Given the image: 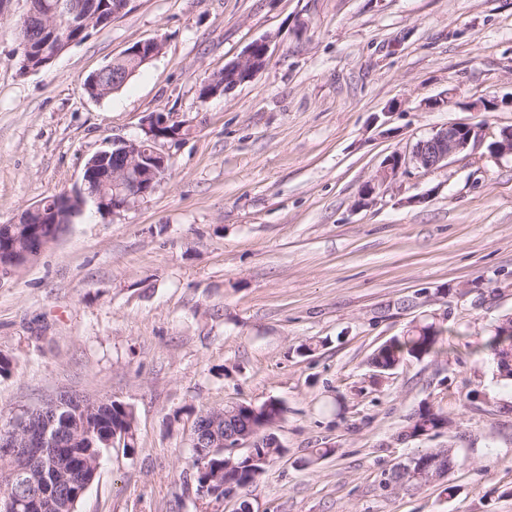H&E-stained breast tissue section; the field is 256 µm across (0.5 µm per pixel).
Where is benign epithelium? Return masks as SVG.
I'll use <instances>...</instances> for the list:
<instances>
[{
    "mask_svg": "<svg viewBox=\"0 0 512 512\" xmlns=\"http://www.w3.org/2000/svg\"><path fill=\"white\" fill-rule=\"evenodd\" d=\"M55 11L44 12L41 9L28 7L21 18V26L34 29L40 36L57 33L58 27L53 23ZM92 24V19L84 20L74 34L57 44L52 56L43 59L38 65H32L33 39L19 38L21 49L20 60L27 66V71H39L51 65L61 54L75 45L84 31ZM271 38L266 37L251 43L240 57L224 65L219 75L210 76L202 85L203 97L211 98L225 95L238 85L252 79L262 71L270 59ZM162 44L157 40L141 42L126 52L137 63L144 65L157 57ZM184 125L172 121L170 115L155 112L145 119L143 135L135 140H118L112 142L114 152H97L87 160L82 181L98 179L102 191L96 198L100 208L107 207L116 213L124 210L135 202L153 194L164 181L170 165L171 156L159 149V141L169 140L176 144L183 139ZM482 141L481 129L464 122L449 123L435 130L428 137L419 140L409 153H397L388 157L377 171L376 176L362 186V200H375L380 190L411 170H431L448 163L454 155L466 152ZM79 187L60 194L57 207L52 210L44 208L39 202L24 209L10 224H0V237L20 255L30 258L33 253L28 248L30 239L37 233L35 224L55 222L59 216L76 207L85 209L86 200L76 195ZM212 436L209 445L212 448H235L252 453L255 447L252 434L247 431L223 428L219 431L211 427ZM72 437V428L66 424H57L55 420H47L40 424H31L27 415L18 414L10 422L9 431L0 434V460L8 463L17 458H27L40 450L48 448L57 456L64 458L68 454L66 443ZM74 467H69L66 474L52 471L43 476V492L35 497L25 498L9 496L3 507L7 512H46L58 505L60 512H71L68 501L59 496L57 490L70 486ZM196 495L201 503H207L220 512L224 505V496L219 491L209 488V483L199 485Z\"/></svg>",
    "mask_w": 512,
    "mask_h": 512,
    "instance_id": "7a95c632",
    "label": "benign epithelium"
}]
</instances>
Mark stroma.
I'll return each instance as SVG.
<instances>
[{
	"instance_id": "stroma-1",
	"label": "stroma",
	"mask_w": 512,
	"mask_h": 512,
	"mask_svg": "<svg viewBox=\"0 0 512 512\" xmlns=\"http://www.w3.org/2000/svg\"><path fill=\"white\" fill-rule=\"evenodd\" d=\"M26 9L0 0V224L151 113L190 129L161 141L172 166L155 193L87 208L0 280L14 365L0 424L61 392L134 409L135 453L103 457L78 512H200L182 478L197 415L271 398L284 454L245 490L254 512H512V380L486 348L512 316V155L486 149L512 126V0H129L24 74ZM266 36L264 70L200 98ZM153 39L161 53L118 92L88 94V76ZM454 122L483 144L360 205L388 156ZM435 315L439 353L373 382V350ZM424 405L448 430L400 441ZM418 446L460 464L443 484L382 488ZM92 17L86 18L84 20L83 26L79 27L78 30L71 31L69 33V38L64 40L63 42H60L57 44V48L55 49V52L52 56L43 59L38 65H36L34 68L31 67L32 63L34 61H31L32 53L35 51V49H32V45L34 42V39H31L30 37H18L19 38V45L21 49V55L20 60H22V64L27 66V72H33V71H39L47 66H50L61 54H63L65 51H67L71 46L75 45L79 39L81 38L84 31L87 29V27H90L92 24ZM89 33H86L82 36L81 41H84L88 37Z\"/></svg>"
}]
</instances>
